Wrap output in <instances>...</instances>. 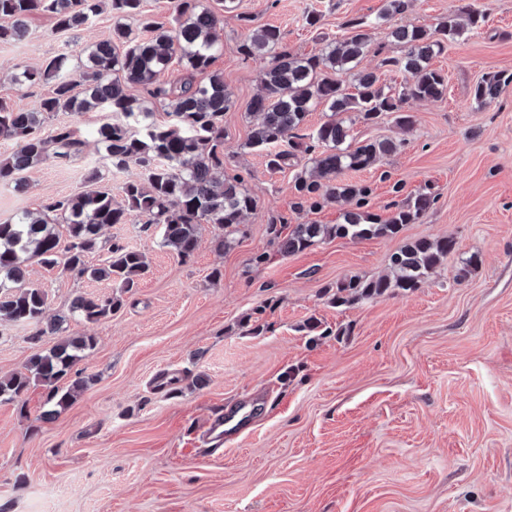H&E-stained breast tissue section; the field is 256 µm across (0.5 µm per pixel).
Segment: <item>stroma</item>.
<instances>
[{"label":"stroma","instance_id":"obj_1","mask_svg":"<svg viewBox=\"0 0 512 512\" xmlns=\"http://www.w3.org/2000/svg\"><path fill=\"white\" fill-rule=\"evenodd\" d=\"M200 2L223 21L211 68L234 101L224 114V168L245 176L257 205L227 248L202 225L186 261L163 246L160 227L142 230L137 217L104 226L88 266L103 264L115 243L147 258L128 293L30 260L28 282L46 292V316L60 332L39 337L33 326L0 322V377L24 371L62 335L91 336L96 346L77 365L86 387L55 418H39L41 386L0 404V512H512V87L490 103L472 97L485 73L512 72V0H411L396 24L432 28L467 4L487 21L433 58L447 91L411 104L413 131L353 123L357 139L404 145L341 182L371 185V210L384 218L392 200L427 186L434 207L396 236L330 238L288 256L272 219L335 224L341 209L291 211L306 159L273 171L249 148L263 65L238 51L251 32L245 20L278 27L290 51L317 54L342 37L346 20L375 16L384 0ZM311 10L319 28L304 23ZM114 25L108 10L66 32L32 15L22 41L0 44V100L33 108L52 87L15 86L16 67L110 39ZM401 53L377 29L361 66L397 88L403 74L382 61ZM112 119L103 110L48 116L44 132L67 126L85 145L24 172V191L1 183L0 223L86 189L93 170L122 203L125 184L144 173L106 160L96 132ZM444 236L457 249L420 288L333 304L337 282L386 275L404 244ZM262 253L267 262L255 264ZM473 255L478 266L460 277ZM79 294L121 304L86 323L70 311ZM311 320L317 330H307ZM243 404L254 408L249 427L234 446L213 450L207 421Z\"/></svg>","mask_w":512,"mask_h":512}]
</instances>
